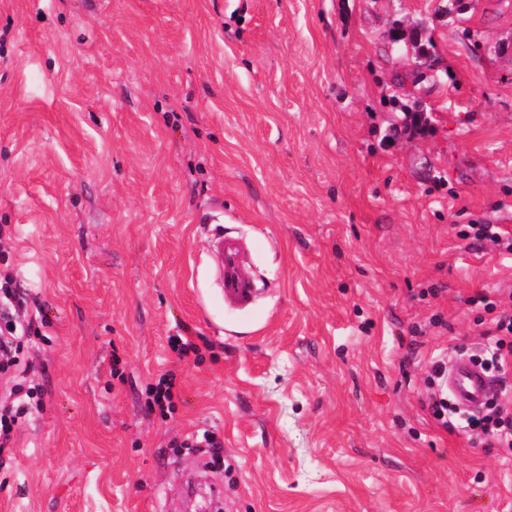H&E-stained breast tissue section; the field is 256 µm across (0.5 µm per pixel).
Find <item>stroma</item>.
<instances>
[{
    "label": "stroma",
    "mask_w": 512,
    "mask_h": 512,
    "mask_svg": "<svg viewBox=\"0 0 512 512\" xmlns=\"http://www.w3.org/2000/svg\"><path fill=\"white\" fill-rule=\"evenodd\" d=\"M472 224L512 233V0H0V244L45 315L0 512H512V449L429 410L512 311ZM213 248L222 256L221 279L224 299L238 307H249L254 301L256 288L240 271L235 244L227 239L224 240V234L219 233L214 235ZM173 379L163 375L158 383L150 385L148 389V407L155 409L157 407L162 415L173 413L175 411V393L173 391Z\"/></svg>",
    "instance_id": "35a3bbf8"
}]
</instances>
